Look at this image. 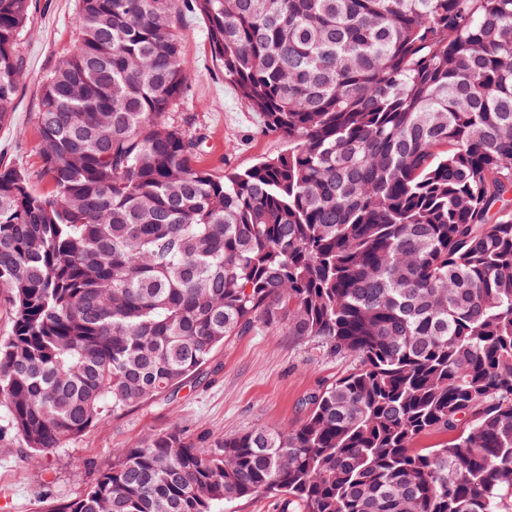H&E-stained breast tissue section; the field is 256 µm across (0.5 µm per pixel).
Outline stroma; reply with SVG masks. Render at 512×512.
Segmentation results:
<instances>
[{
	"instance_id": "35a3bbf8",
	"label": "stroma",
	"mask_w": 512,
	"mask_h": 512,
	"mask_svg": "<svg viewBox=\"0 0 512 512\" xmlns=\"http://www.w3.org/2000/svg\"><path fill=\"white\" fill-rule=\"evenodd\" d=\"M77 12L78 0H32V24L21 46L25 76L10 121L0 124V165L39 167L31 115L45 77L72 47ZM182 57L190 80L178 114L194 119L207 136L202 166L219 176L287 152V139L264 132L258 116L241 108L212 60L202 22L191 15L184 19ZM353 365L351 357L282 330L233 337L175 392L106 417L50 458L32 462L17 439L1 437L0 512H46L50 503L76 497L111 467L115 449L175 422L215 437L293 426L306 415V398Z\"/></svg>"
}]
</instances>
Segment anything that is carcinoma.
I'll list each match as a JSON object with an SVG mask.
<instances>
[{
    "mask_svg": "<svg viewBox=\"0 0 512 512\" xmlns=\"http://www.w3.org/2000/svg\"><path fill=\"white\" fill-rule=\"evenodd\" d=\"M185 11L288 152L197 165ZM30 22L0 0V124ZM32 119L49 188L0 167V434L29 459L259 325L356 358L293 428L175 422L47 512H512V0H79ZM281 501L276 498L242 500L233 503L224 512H282Z\"/></svg>",
    "mask_w": 512,
    "mask_h": 512,
    "instance_id": "obj_1",
    "label": "carcinoma"
}]
</instances>
